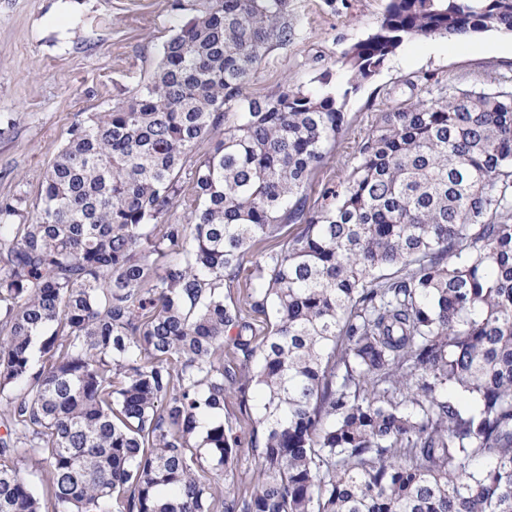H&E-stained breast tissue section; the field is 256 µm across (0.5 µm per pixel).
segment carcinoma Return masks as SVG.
Wrapping results in <instances>:
<instances>
[{
	"label": "carcinoma",
	"instance_id": "cac0c4a2",
	"mask_svg": "<svg viewBox=\"0 0 512 512\" xmlns=\"http://www.w3.org/2000/svg\"><path fill=\"white\" fill-rule=\"evenodd\" d=\"M290 15L210 0L75 121L31 219L0 202V454L48 474L0 463V512H512V91L381 113L307 197L390 54L512 31V0H387L343 93H254ZM254 469L255 463L251 455L248 454L247 448H239L235 482H237V485L242 491L251 489ZM17 469L35 491L42 495L46 483V474L41 465L34 461H19Z\"/></svg>",
	"mask_w": 512,
	"mask_h": 512
}]
</instances>
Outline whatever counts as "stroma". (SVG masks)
Listing matches in <instances>:
<instances>
[{
	"label": "stroma",
	"mask_w": 512,
	"mask_h": 512,
	"mask_svg": "<svg viewBox=\"0 0 512 512\" xmlns=\"http://www.w3.org/2000/svg\"><path fill=\"white\" fill-rule=\"evenodd\" d=\"M297 29L271 50L251 85L266 95L281 83L313 90L343 85L342 52L371 33L385 0H290ZM207 0H0V200L34 209L47 168L77 114L126 102L160 61L164 42L207 7ZM403 43L347 97V127L313 191L335 185L357 163L356 145L388 107L429 91L511 88L512 32L474 36L471 48Z\"/></svg>",
	"instance_id": "obj_1"
}]
</instances>
